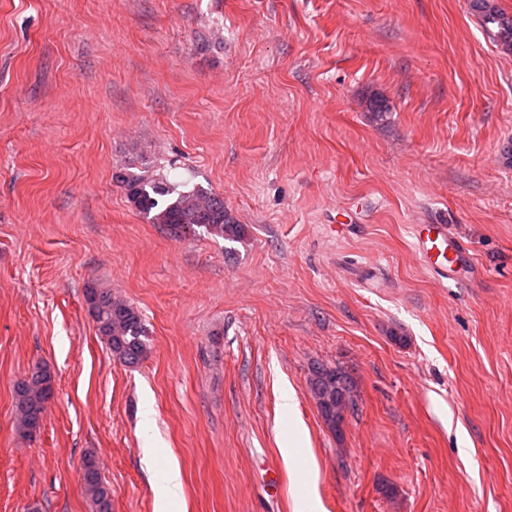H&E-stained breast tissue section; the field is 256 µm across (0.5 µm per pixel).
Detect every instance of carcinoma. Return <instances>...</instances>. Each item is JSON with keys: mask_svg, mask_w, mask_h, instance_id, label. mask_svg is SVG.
Segmentation results:
<instances>
[{"mask_svg": "<svg viewBox=\"0 0 512 512\" xmlns=\"http://www.w3.org/2000/svg\"><path fill=\"white\" fill-rule=\"evenodd\" d=\"M472 7L481 14L485 25L496 28L497 39L512 48V17L505 15L493 0H472ZM129 202L153 224H164L176 232L204 229L224 239H239L242 225L236 223L224 208V199L199 187L180 188L156 169L139 173L124 171L116 176ZM89 316L98 334L106 341L113 356L127 364H136L148 352L147 330L140 312L127 301L112 296L106 289H86ZM19 428L34 437L42 423L45 405L53 397V376L47 367L36 365L31 375L14 386ZM311 392L327 427L340 429L343 413L356 406L349 375L337 367L322 366L314 371ZM83 485L95 512H111L112 491L102 481L99 461L87 453L81 461Z\"/></svg>", "mask_w": 512, "mask_h": 512, "instance_id": "carcinoma-1", "label": "carcinoma"}]
</instances>
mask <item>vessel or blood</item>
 Here are the masks:
<instances>
[{"mask_svg": "<svg viewBox=\"0 0 512 512\" xmlns=\"http://www.w3.org/2000/svg\"><path fill=\"white\" fill-rule=\"evenodd\" d=\"M414 249L421 264L439 277H454L465 260L459 237L446 224H417L413 227Z\"/></svg>", "mask_w": 512, "mask_h": 512, "instance_id": "1", "label": "vessel or blood"}]
</instances>
